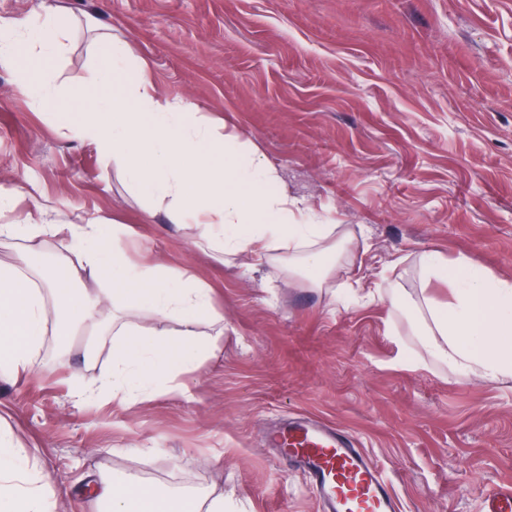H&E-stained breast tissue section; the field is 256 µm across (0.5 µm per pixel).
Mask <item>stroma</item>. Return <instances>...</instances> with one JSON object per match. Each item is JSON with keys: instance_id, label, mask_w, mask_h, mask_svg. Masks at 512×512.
<instances>
[{"instance_id": "1", "label": "stroma", "mask_w": 512, "mask_h": 512, "mask_svg": "<svg viewBox=\"0 0 512 512\" xmlns=\"http://www.w3.org/2000/svg\"><path fill=\"white\" fill-rule=\"evenodd\" d=\"M48 10L71 21L51 68L64 94L86 89L97 23L148 59L158 96L238 133L349 249L318 286L248 253L216 259L193 227L148 214L119 162L61 137L62 101L34 108L0 62V194L18 195L5 220L39 205L59 224L126 225L132 263L194 278L224 317L197 369L130 402H75L112 369L84 325L65 355L44 336L37 376L0 377V430L53 474L55 512H99L79 492L90 475L220 494L224 512H319L265 439L301 415L351 432L401 512H483L512 485V378L451 372L365 294L447 299L423 281L433 251L512 281V0H0L2 19Z\"/></svg>"}]
</instances>
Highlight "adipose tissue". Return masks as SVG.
I'll return each instance as SVG.
<instances>
[{
  "instance_id": "obj_1",
  "label": "adipose tissue",
  "mask_w": 512,
  "mask_h": 512,
  "mask_svg": "<svg viewBox=\"0 0 512 512\" xmlns=\"http://www.w3.org/2000/svg\"><path fill=\"white\" fill-rule=\"evenodd\" d=\"M69 26L49 12L33 22L0 20V60L16 64L21 87L33 104L56 99L48 74L33 75L26 62L59 54ZM97 51L104 65L93 68V93L66 101L69 120L62 134L95 145L119 159L130 185L148 203H161L174 224H198L199 244L217 257L249 252L273 268H288L321 283L344 242H333L335 225L288 199L273 168L238 134L198 117L187 104L153 92L148 60L121 38L101 36ZM124 225L103 239L97 224H55L49 220L0 224V242L36 245L47 237L77 244L68 273L36 275L35 254L0 262V376L32 373L46 332L72 336L74 318L112 339V373L92 388L77 386L80 402L111 394L135 396L150 383L149 364L164 365L171 377L197 367L206 355L199 342L201 320L218 323L211 293L200 284L165 276L159 267L124 262ZM112 269V288L76 290L72 283ZM425 281L448 285V298H426L429 320L418 334L428 352L461 376L489 382L512 377V283L488 273L468 257L448 259L431 252L422 262ZM112 315L102 320L104 304ZM145 306L176 319V333L162 330L145 338L123 311ZM57 492L49 473L34 470L24 449L0 433V512H54ZM91 497L107 512H224V499L173 496L138 480L97 481Z\"/></svg>"
}]
</instances>
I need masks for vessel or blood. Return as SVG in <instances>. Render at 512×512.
Instances as JSON below:
<instances>
[{
    "label": "vessel or blood",
    "instance_id": "1",
    "mask_svg": "<svg viewBox=\"0 0 512 512\" xmlns=\"http://www.w3.org/2000/svg\"><path fill=\"white\" fill-rule=\"evenodd\" d=\"M268 441L305 474L321 512H399L390 479L340 427L301 419L274 428ZM485 512H512V486L486 492Z\"/></svg>",
    "mask_w": 512,
    "mask_h": 512
}]
</instances>
